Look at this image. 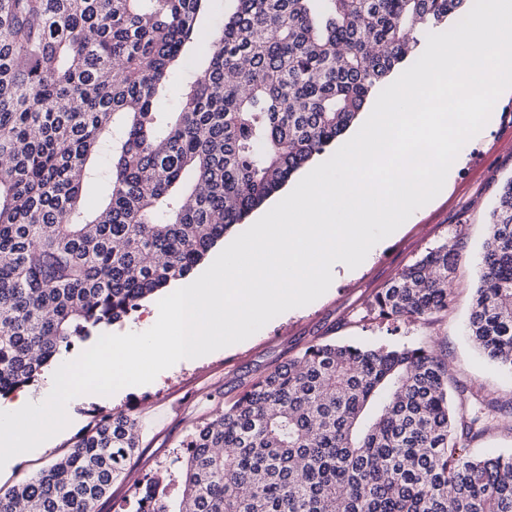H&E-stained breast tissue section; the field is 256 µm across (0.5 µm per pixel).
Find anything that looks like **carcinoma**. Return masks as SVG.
I'll return each instance as SVG.
<instances>
[{"mask_svg": "<svg viewBox=\"0 0 512 512\" xmlns=\"http://www.w3.org/2000/svg\"><path fill=\"white\" fill-rule=\"evenodd\" d=\"M211 2L0 0V397L188 274L470 0H227L207 34ZM457 256L429 251L371 310H447ZM469 333L512 369V179ZM468 405L424 347L316 343L197 425L180 479L123 512H512V456L466 452L485 431ZM139 440L135 419L101 418L0 512H95Z\"/></svg>", "mask_w": 512, "mask_h": 512, "instance_id": "1", "label": "carcinoma"}]
</instances>
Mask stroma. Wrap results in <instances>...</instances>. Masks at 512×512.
<instances>
[{
    "mask_svg": "<svg viewBox=\"0 0 512 512\" xmlns=\"http://www.w3.org/2000/svg\"><path fill=\"white\" fill-rule=\"evenodd\" d=\"M496 120L465 143L452 177L414 221L370 250L355 272L340 276L314 302L278 315L247 340L190 364H176L153 382L109 396H77L68 427L47 446L11 458L0 469L8 490L63 455L96 419L122 412L136 418L140 446L126 477L113 485L97 512H117L137 483L164 474L183 456V441L200 421L230 405L251 382L319 342L368 346H424L447 361L458 388L479 391L495 409L486 431L468 442L469 453L512 454V370L490 362L466 332L478 286V264L488 237L489 214L512 178V91L496 102ZM457 245L446 312L414 323L375 318L370 303L403 269L445 242Z\"/></svg>",
    "mask_w": 512,
    "mask_h": 512,
    "instance_id": "35a3bbf8",
    "label": "stroma"
}]
</instances>
